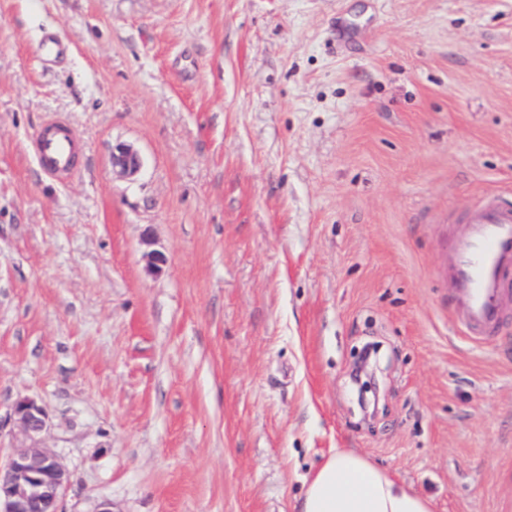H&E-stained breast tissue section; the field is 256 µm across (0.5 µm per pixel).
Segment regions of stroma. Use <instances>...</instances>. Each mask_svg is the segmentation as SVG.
<instances>
[{
	"mask_svg": "<svg viewBox=\"0 0 512 512\" xmlns=\"http://www.w3.org/2000/svg\"><path fill=\"white\" fill-rule=\"evenodd\" d=\"M53 116L64 183L30 150ZM488 194L512 0H0V458L29 397L63 512H297L344 448L433 512H512V303L474 347L444 269ZM33 148L49 177L64 180L74 173L79 147L63 118L49 119L34 135ZM143 166V160L137 150L119 143L112 147V168L126 177L136 175Z\"/></svg>",
	"mask_w": 512,
	"mask_h": 512,
	"instance_id": "stroma-1",
	"label": "stroma"
}]
</instances>
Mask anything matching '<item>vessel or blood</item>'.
<instances>
[{
  "mask_svg": "<svg viewBox=\"0 0 512 512\" xmlns=\"http://www.w3.org/2000/svg\"><path fill=\"white\" fill-rule=\"evenodd\" d=\"M33 148L49 177L73 174L79 147L63 118L49 119L34 135ZM448 272L455 286L454 322L473 343L484 344L497 334L512 293V204L488 197L464 217Z\"/></svg>",
  "mask_w": 512,
  "mask_h": 512,
  "instance_id": "obj_1",
  "label": "vessel or blood"
}]
</instances>
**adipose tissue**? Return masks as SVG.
<instances>
[{
	"label": "adipose tissue",
	"instance_id": "ef3b65f1",
	"mask_svg": "<svg viewBox=\"0 0 512 512\" xmlns=\"http://www.w3.org/2000/svg\"><path fill=\"white\" fill-rule=\"evenodd\" d=\"M298 512H430L427 499L356 452L331 453L311 474Z\"/></svg>",
	"mask_w": 512,
	"mask_h": 512
}]
</instances>
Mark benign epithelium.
<instances>
[{
    "label": "benign epithelium",
    "mask_w": 512,
    "mask_h": 512,
    "mask_svg": "<svg viewBox=\"0 0 512 512\" xmlns=\"http://www.w3.org/2000/svg\"><path fill=\"white\" fill-rule=\"evenodd\" d=\"M143 166L134 148L119 143L112 147V168L126 177ZM12 419L27 443L14 448L0 463V512H60V503L69 486V472L58 457L40 444L47 430L44 408L34 399H18Z\"/></svg>",
    "instance_id": "obj_1"
}]
</instances>
